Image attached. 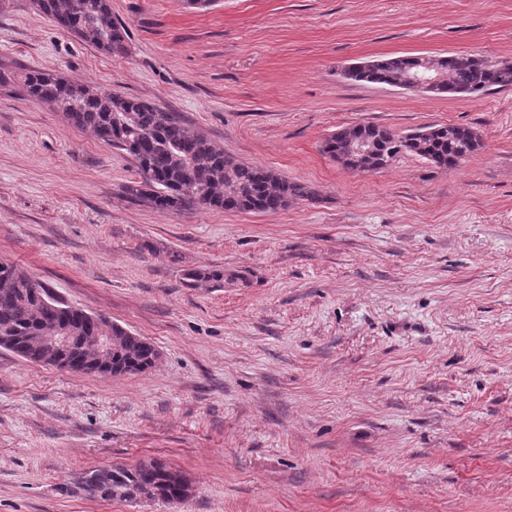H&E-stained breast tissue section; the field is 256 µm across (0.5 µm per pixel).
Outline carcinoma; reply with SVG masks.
I'll return each instance as SVG.
<instances>
[{
	"instance_id": "1",
	"label": "carcinoma",
	"mask_w": 512,
	"mask_h": 512,
	"mask_svg": "<svg viewBox=\"0 0 512 512\" xmlns=\"http://www.w3.org/2000/svg\"><path fill=\"white\" fill-rule=\"evenodd\" d=\"M36 10L58 29L73 34L114 58L128 52L127 26L112 16L111 0H33ZM414 60H378L374 69L357 78L359 82L395 85L413 71ZM446 82L438 93L478 96L494 89L512 88V64H491L466 52L443 56L438 61ZM20 79L25 94L65 115L78 129H89L98 138L132 156L142 178L127 191L140 201L159 209L181 212L202 206L212 209L276 213L297 197L317 200L307 186L283 179L272 169L246 164L224 154V149L207 136L181 122L172 113L137 97L106 94L61 74L28 70L20 76L0 71V84ZM427 136L417 143L390 128L365 124L358 130L377 138L389 158L414 154L431 164L443 161L448 169L459 166L482 148L479 135L468 127H456L448 139V125L425 127ZM190 288L224 287V270L193 267L184 270ZM39 288L42 299L32 293ZM59 304L50 289L13 264L0 262V336L12 337L29 362H39L32 343L53 332L54 322L68 318L84 331L75 313L53 311L44 301ZM112 335L122 340L112 350V372L142 373L152 364L157 351L151 343L126 336L125 328L112 324ZM82 487L87 495L101 500L138 502L142 499L181 502L190 495L188 480L165 463L152 459L135 465L114 464L84 472Z\"/></svg>"
}]
</instances>
